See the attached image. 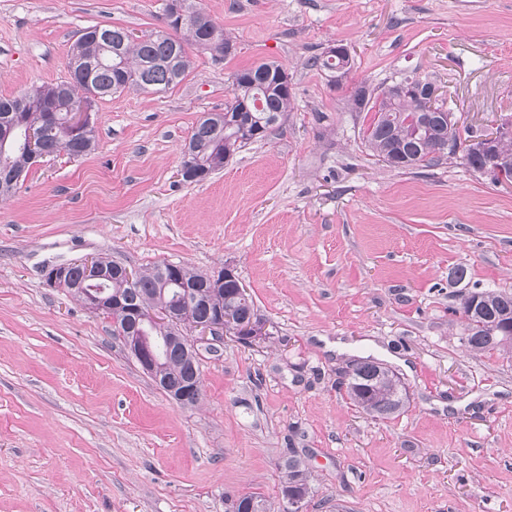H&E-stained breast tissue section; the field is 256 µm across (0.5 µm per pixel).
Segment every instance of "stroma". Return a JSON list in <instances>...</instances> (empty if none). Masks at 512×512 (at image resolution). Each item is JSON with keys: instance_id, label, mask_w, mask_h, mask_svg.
Segmentation results:
<instances>
[{"instance_id": "stroma-1", "label": "stroma", "mask_w": 512, "mask_h": 512, "mask_svg": "<svg viewBox=\"0 0 512 512\" xmlns=\"http://www.w3.org/2000/svg\"><path fill=\"white\" fill-rule=\"evenodd\" d=\"M167 2L0 0V97L65 79L86 27H161ZM201 5L231 55L192 45L177 86L96 99L94 151L39 159L0 199V512H226L246 494L287 512L292 455L310 472L303 512H512V352H470L457 311L473 289L512 292V181L458 159L390 169L346 105L351 85L415 70L473 134L512 122V0ZM336 44L354 66L334 87L307 61ZM268 60L293 112L183 183L198 120ZM88 254L230 268L269 335L200 346L201 400L177 407L109 319L46 286V267ZM361 357L403 381L399 417L338 389Z\"/></svg>"}]
</instances>
